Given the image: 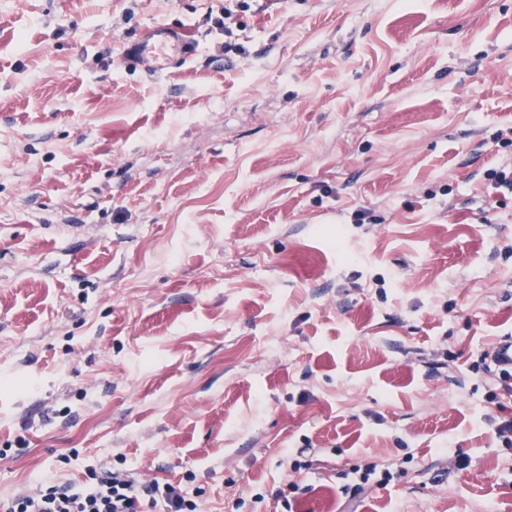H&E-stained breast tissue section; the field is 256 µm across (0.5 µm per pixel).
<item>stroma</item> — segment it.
<instances>
[{"instance_id": "obj_1", "label": "stroma", "mask_w": 512, "mask_h": 512, "mask_svg": "<svg viewBox=\"0 0 512 512\" xmlns=\"http://www.w3.org/2000/svg\"><path fill=\"white\" fill-rule=\"evenodd\" d=\"M510 165L512 0H0V501L512 512ZM188 30L186 24H153L138 41L124 47L123 59L127 64L145 65L149 75L170 74L188 63H195L199 46L188 37ZM87 487L46 482L33 494L1 505L4 512H195L172 483L136 481L121 474L93 473ZM158 505L164 510H155ZM3 509V510H2Z\"/></svg>"}]
</instances>
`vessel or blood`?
Here are the masks:
<instances>
[{
  "label": "vessel or blood",
  "instance_id": "obj_1",
  "mask_svg": "<svg viewBox=\"0 0 512 512\" xmlns=\"http://www.w3.org/2000/svg\"><path fill=\"white\" fill-rule=\"evenodd\" d=\"M188 25L157 23L147 28L142 37L123 49V59L144 66L147 74L170 73L199 58L197 42L188 36Z\"/></svg>",
  "mask_w": 512,
  "mask_h": 512
}]
</instances>
